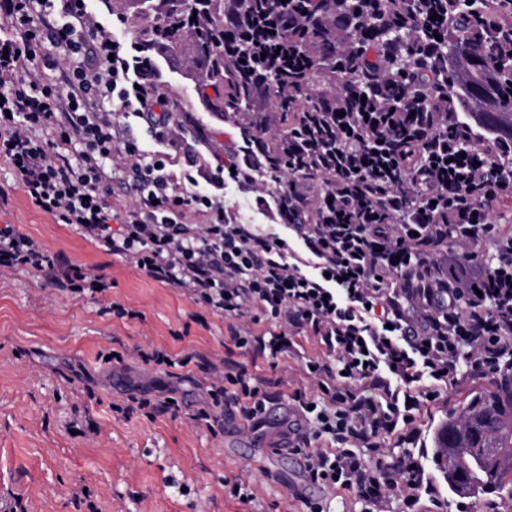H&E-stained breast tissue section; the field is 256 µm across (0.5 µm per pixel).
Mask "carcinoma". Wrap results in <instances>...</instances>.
Masks as SVG:
<instances>
[{"mask_svg":"<svg viewBox=\"0 0 512 512\" xmlns=\"http://www.w3.org/2000/svg\"><path fill=\"white\" fill-rule=\"evenodd\" d=\"M152 16L146 46L188 45L198 76L220 95L208 108L281 112H355L361 98L396 111L429 112L426 127L393 146L411 174L424 132L457 94L448 54L463 53L465 95L489 103V120L512 114V25L489 21L486 0H133ZM442 17L433 20L431 16ZM440 39H435V36ZM495 69L498 83L484 81ZM434 462L451 490L512 498V372L493 381L435 434Z\"/></svg>","mask_w":512,"mask_h":512,"instance_id":"1","label":"carcinoma"}]
</instances>
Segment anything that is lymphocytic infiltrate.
<instances>
[{"label": "lymphocytic infiltrate", "mask_w": 512, "mask_h": 512, "mask_svg": "<svg viewBox=\"0 0 512 512\" xmlns=\"http://www.w3.org/2000/svg\"><path fill=\"white\" fill-rule=\"evenodd\" d=\"M88 2L0 0V159L58 223L222 314L242 353L274 361L293 353L294 337L316 338L320 353L303 359L315 391L291 396L302 420L291 449L309 482L355 493L364 512L395 501L418 512L424 498L443 512L407 447L417 413L442 388L512 371V236L492 219L512 190V164L486 176L493 153L512 161V142L482 145L452 99L439 120L454 151L424 155L422 180L387 181L383 157L365 144L377 113L333 117L335 158L298 126L288 129L287 155L277 154L246 122L202 189L192 171L167 169L162 147L175 145L178 126L165 95L143 80L149 56L113 39ZM50 67L61 68V83L45 81ZM116 112L143 120L160 150L125 138ZM347 158L358 191L346 202L338 188ZM118 172L138 197L127 210L112 202ZM228 181L254 193L256 206L273 202L279 229L238 222L224 206ZM410 205L412 222L399 223ZM52 264L31 236L0 225V270ZM255 310L260 334L241 323ZM210 379L214 407L262 424L273 395L245 363L211 366ZM365 379L383 400L372 426L364 419L373 406L356 388ZM390 435L401 456H391Z\"/></svg>", "instance_id": "f902f5d3"}]
</instances>
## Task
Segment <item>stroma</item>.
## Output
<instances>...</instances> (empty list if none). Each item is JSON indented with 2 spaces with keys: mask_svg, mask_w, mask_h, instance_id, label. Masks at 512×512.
Wrapping results in <instances>:
<instances>
[{
  "mask_svg": "<svg viewBox=\"0 0 512 512\" xmlns=\"http://www.w3.org/2000/svg\"><path fill=\"white\" fill-rule=\"evenodd\" d=\"M163 93L181 123L169 147V169L213 165L214 153L239 136L237 114L217 115L203 104L187 49L156 57ZM12 224L40 242L58 262L103 276L106 292L73 293L52 272L18 267L0 274V499L20 496L26 512H299L294 496L323 500L329 512H361L352 493L326 494L308 484L292 455L281 453L277 419L253 431L238 415L214 427L197 423L207 407L208 365L220 364L230 345L222 314L195 304L186 291L156 282L117 255L103 252L74 228L34 206L0 160V225ZM120 305L126 316L113 312ZM160 349L191 356L178 375L142 361ZM115 359L104 362L103 354ZM250 374L274 384L279 403L310 388L300 361L256 357ZM490 379L465 378L444 390L417 420L414 454L424 478L447 501L475 512H512V499L487 504L459 496L433 462L434 436L460 404L489 388ZM174 398L170 412L124 418L129 396ZM238 477L251 502L231 498L225 478ZM87 493L74 499L72 492Z\"/></svg>",
  "mask_w": 512,
  "mask_h": 512,
  "instance_id": "stroma-1",
  "label": "stroma"
}]
</instances>
